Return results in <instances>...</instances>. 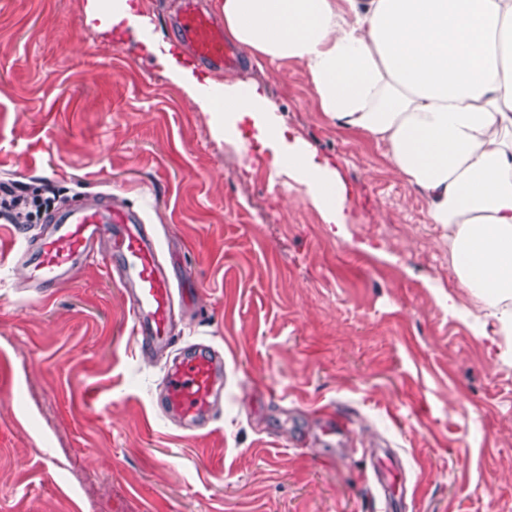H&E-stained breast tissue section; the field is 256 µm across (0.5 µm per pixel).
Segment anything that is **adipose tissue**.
<instances>
[{"mask_svg": "<svg viewBox=\"0 0 512 512\" xmlns=\"http://www.w3.org/2000/svg\"><path fill=\"white\" fill-rule=\"evenodd\" d=\"M221 9L233 41L302 64L320 111L386 147L423 193L428 223L447 231L460 286L496 335L512 338V0H224ZM160 62L216 134L250 122L275 172L343 229L338 172L287 134L264 87L208 88L172 56Z\"/></svg>", "mask_w": 512, "mask_h": 512, "instance_id": "1", "label": "adipose tissue"}]
</instances>
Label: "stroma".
<instances>
[{"label":"stroma","instance_id":"stroma-1","mask_svg":"<svg viewBox=\"0 0 512 512\" xmlns=\"http://www.w3.org/2000/svg\"><path fill=\"white\" fill-rule=\"evenodd\" d=\"M93 0H0V512H375L318 409L353 447L404 463L401 512H512V358L478 325L448 235L381 144L319 112L305 68L254 60L214 83L267 89L290 135L346 187L345 237L275 174L249 124L214 135L165 72L177 0H131L144 25L109 28ZM111 198L141 211L193 309L174 351L224 354L206 434L157 405L166 358L143 355L130 302L97 257L31 293L12 259L66 207ZM29 205L28 197L25 195H13L11 198L2 199L0 202V211L4 210L9 213L11 223L13 224H24L28 213L25 209Z\"/></svg>","mask_w":512,"mask_h":512}]
</instances>
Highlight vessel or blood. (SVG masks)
<instances>
[{
	"label": "vessel or blood",
	"instance_id": "b4317fda",
	"mask_svg": "<svg viewBox=\"0 0 512 512\" xmlns=\"http://www.w3.org/2000/svg\"><path fill=\"white\" fill-rule=\"evenodd\" d=\"M173 24L178 51L195 65L215 73L238 66L221 18L202 0H179ZM52 224L38 248L17 252L30 291L61 283L94 255L118 254L115 272L129 297L135 338L147 353L167 348L174 293L140 215L109 202H92L65 210ZM162 386L163 415L179 429L203 432L208 412L224 399V357L208 345L183 352L169 362ZM401 472L390 454L378 457L372 467L367 484L383 512H394L404 492Z\"/></svg>",
	"mask_w": 512,
	"mask_h": 512
}]
</instances>
